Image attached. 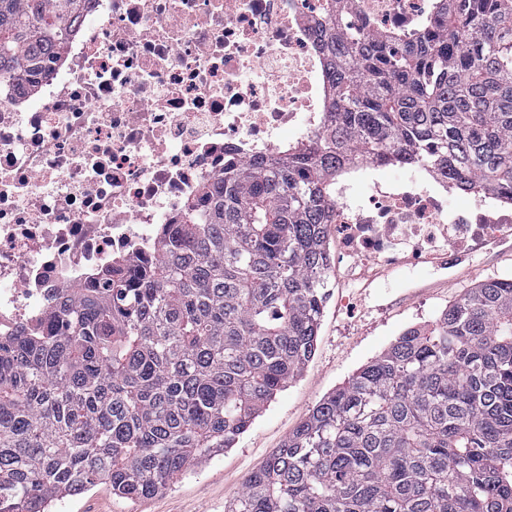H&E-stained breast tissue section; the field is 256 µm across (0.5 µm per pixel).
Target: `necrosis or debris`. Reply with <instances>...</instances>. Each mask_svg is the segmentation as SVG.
I'll use <instances>...</instances> for the list:
<instances>
[{"label":"necrosis or debris","instance_id":"1","mask_svg":"<svg viewBox=\"0 0 512 512\" xmlns=\"http://www.w3.org/2000/svg\"><path fill=\"white\" fill-rule=\"evenodd\" d=\"M322 0H85L45 73L0 85V339L47 322L60 293L139 261L226 167L319 131ZM431 0H351L365 34L415 31ZM336 186V262L407 277L512 250V192L453 205L426 168Z\"/></svg>","mask_w":512,"mask_h":512}]
</instances>
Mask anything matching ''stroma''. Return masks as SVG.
Listing matches in <instances>:
<instances>
[{"label":"stroma","instance_id":"stroma-1","mask_svg":"<svg viewBox=\"0 0 512 512\" xmlns=\"http://www.w3.org/2000/svg\"><path fill=\"white\" fill-rule=\"evenodd\" d=\"M508 269L511 252H478L446 278L424 267L404 281L372 268L369 288L329 282L316 349L302 376L276 394L233 447L212 453L152 496L129 500L100 484L56 500L51 512H224L247 477L324 396L387 351L405 330L434 323L467 289Z\"/></svg>","mask_w":512,"mask_h":512}]
</instances>
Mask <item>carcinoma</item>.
Segmentation results:
<instances>
[{
    "label": "carcinoma",
    "instance_id": "carcinoma-1",
    "mask_svg": "<svg viewBox=\"0 0 512 512\" xmlns=\"http://www.w3.org/2000/svg\"><path fill=\"white\" fill-rule=\"evenodd\" d=\"M313 36L325 124L224 169L157 256L75 285L0 341V512L99 483L150 496L230 448L314 354L336 182L355 162L512 188V0H432L413 33ZM82 0H0V84L41 71ZM225 512H512V278L484 281L325 396Z\"/></svg>",
    "mask_w": 512,
    "mask_h": 512
}]
</instances>
